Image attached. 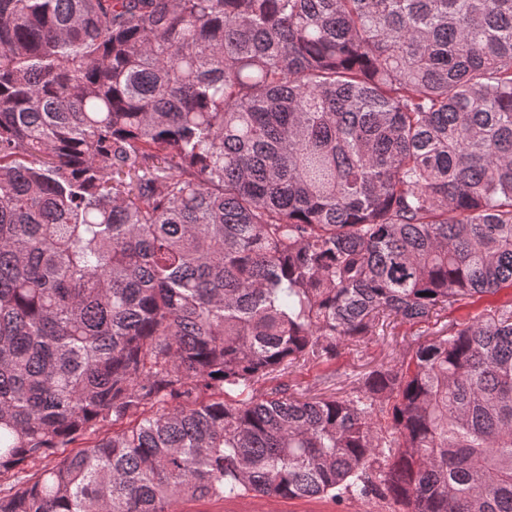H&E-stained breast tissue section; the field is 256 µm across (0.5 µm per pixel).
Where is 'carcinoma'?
<instances>
[{"instance_id":"1","label":"carcinoma","mask_w":512,"mask_h":512,"mask_svg":"<svg viewBox=\"0 0 512 512\" xmlns=\"http://www.w3.org/2000/svg\"><path fill=\"white\" fill-rule=\"evenodd\" d=\"M503 287L512 0H0V512H512L511 307L265 389ZM512 305V288H501L498 292L488 293L476 300L473 306L462 309H449L442 312L438 322L411 326L398 324L393 334L370 336L360 345H349L341 348V354L332 365H300L288 369V373L280 376L278 382L288 384L292 390L299 393L314 394L349 391L354 380L364 372L380 363L394 364L423 341L428 334L462 320L470 314L484 310H494L503 305ZM267 497H253L237 501H202L187 503L182 508L189 512H258L260 504L268 502ZM280 512H387L382 502H352L348 499L333 502L328 498L278 500Z\"/></svg>"}]
</instances>
